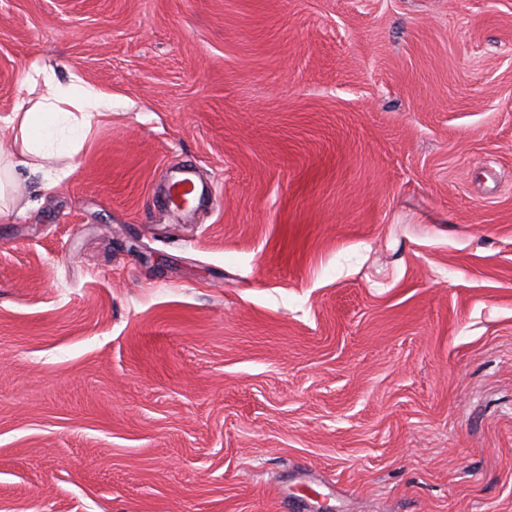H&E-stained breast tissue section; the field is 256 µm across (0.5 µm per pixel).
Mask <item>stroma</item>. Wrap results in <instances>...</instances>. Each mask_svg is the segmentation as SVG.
<instances>
[{"label":"stroma","instance_id":"stroma-1","mask_svg":"<svg viewBox=\"0 0 512 512\" xmlns=\"http://www.w3.org/2000/svg\"><path fill=\"white\" fill-rule=\"evenodd\" d=\"M37 59L112 115L0 215V512H512V0H0Z\"/></svg>","mask_w":512,"mask_h":512}]
</instances>
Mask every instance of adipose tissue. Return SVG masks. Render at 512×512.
Instances as JSON below:
<instances>
[{
  "label": "adipose tissue",
  "instance_id": "1",
  "mask_svg": "<svg viewBox=\"0 0 512 512\" xmlns=\"http://www.w3.org/2000/svg\"><path fill=\"white\" fill-rule=\"evenodd\" d=\"M42 85L33 104L18 102L14 110L0 116V139L12 138L14 151L0 163V207L16 186L19 170H39L41 161L78 153L84 146L91 122L112 112V95L78 75L61 80L55 65L34 61L20 85Z\"/></svg>",
  "mask_w": 512,
  "mask_h": 512
}]
</instances>
